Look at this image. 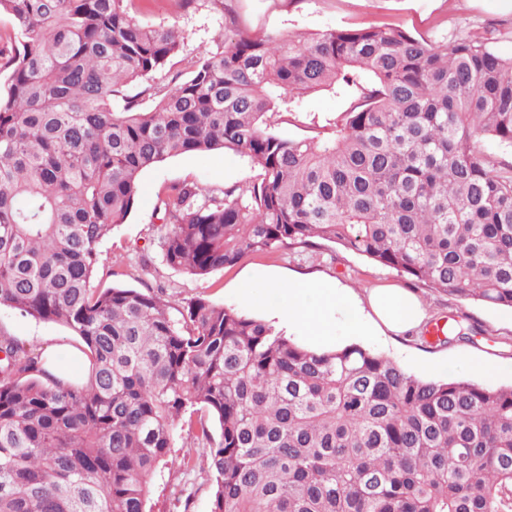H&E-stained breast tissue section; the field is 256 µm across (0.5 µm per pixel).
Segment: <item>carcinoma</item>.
I'll use <instances>...</instances> for the list:
<instances>
[{"mask_svg": "<svg viewBox=\"0 0 512 512\" xmlns=\"http://www.w3.org/2000/svg\"><path fill=\"white\" fill-rule=\"evenodd\" d=\"M128 0H0V307L65 325L88 373L0 336V512H148L186 416L181 465L211 512H512V386L424 379L357 344L301 346L203 298L91 287L141 174L221 150L260 170L159 199L167 265L195 277L315 239L451 296L512 308V57L487 38L399 27L224 33V52L148 87L180 51ZM328 90L348 107L283 138ZM220 434L213 438L210 420Z\"/></svg>", "mask_w": 512, "mask_h": 512, "instance_id": "cac0c4a2", "label": "carcinoma"}]
</instances>
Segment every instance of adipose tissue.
Returning a JSON list of instances; mask_svg holds the SVG:
<instances>
[{
  "label": "adipose tissue",
  "instance_id": "adipose-tissue-1",
  "mask_svg": "<svg viewBox=\"0 0 512 512\" xmlns=\"http://www.w3.org/2000/svg\"><path fill=\"white\" fill-rule=\"evenodd\" d=\"M316 285L306 279H293L288 283V305L275 311L276 326L293 330L304 328L312 335L327 332L326 311L330 305L359 306L367 303L370 319L378 329L403 334L418 328L425 318L420 300L403 288L385 286L373 289L366 299H359L353 292L336 288L332 294L316 296Z\"/></svg>",
  "mask_w": 512,
  "mask_h": 512
}]
</instances>
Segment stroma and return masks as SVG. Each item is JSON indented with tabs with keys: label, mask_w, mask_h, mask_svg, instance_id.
Returning <instances> with one entry per match:
<instances>
[{
	"label": "stroma",
	"mask_w": 512,
	"mask_h": 512,
	"mask_svg": "<svg viewBox=\"0 0 512 512\" xmlns=\"http://www.w3.org/2000/svg\"><path fill=\"white\" fill-rule=\"evenodd\" d=\"M130 13L150 25L176 26L181 33L179 55L172 66L153 77L159 84L185 78L192 60L222 53L224 31L232 21L253 36L371 25H393L430 38L472 30L484 33L498 54L512 56V11L502 8L499 0H195L188 8L181 7L179 0H132ZM258 176V169L247 158L230 152L182 155L146 170L140 177L134 209L101 244L105 262L97 269L92 287L160 290L179 306L204 298L267 322L272 312L287 302L285 288L295 277L329 285L339 283L362 297L372 288L393 285L413 292L425 305L429 318L460 310L477 329V337L431 348L421 346L412 332L380 335L369 328L354 337L349 325L355 313L349 308L338 313L333 334L324 341L300 331L291 332V340L318 351L355 343L384 353L407 372L423 378L468 376L473 363L485 362L494 365L497 373L483 377V384H512V310L448 296L339 244L322 240L314 246L257 252L203 278L163 262L158 242L162 222L155 205L169 187L195 183L219 195L225 188ZM0 336L48 348L61 356L63 368L76 374L82 370L81 364L70 358L76 338L61 324L40 321L2 306ZM213 491V482L204 472L188 474L173 463L163 466L153 479L149 505L151 512H210Z\"/></svg>",
	"instance_id": "obj_1"
}]
</instances>
